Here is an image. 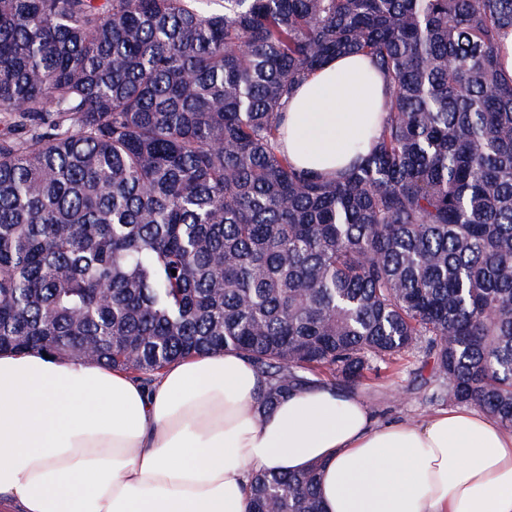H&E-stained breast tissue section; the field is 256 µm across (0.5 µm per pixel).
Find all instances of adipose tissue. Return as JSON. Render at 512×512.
<instances>
[{"label": "adipose tissue", "instance_id": "ef3b65f1", "mask_svg": "<svg viewBox=\"0 0 512 512\" xmlns=\"http://www.w3.org/2000/svg\"><path fill=\"white\" fill-rule=\"evenodd\" d=\"M388 116L384 81L344 54L302 84L282 140L294 165L341 177ZM232 351L171 363L151 386L110 367L0 353V508L248 512L259 471L320 464L323 512H512V432L465 407L379 423L327 385L261 406Z\"/></svg>", "mask_w": 512, "mask_h": 512}]
</instances>
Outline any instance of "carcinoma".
I'll use <instances>...</instances> for the list:
<instances>
[{
    "mask_svg": "<svg viewBox=\"0 0 512 512\" xmlns=\"http://www.w3.org/2000/svg\"><path fill=\"white\" fill-rule=\"evenodd\" d=\"M348 53L389 115L326 180L279 139ZM510 58L512 0H0V351L148 386L231 350L267 407L416 351L511 429ZM318 481L257 474L249 512H321Z\"/></svg>",
    "mask_w": 512,
    "mask_h": 512,
    "instance_id": "cac0c4a2",
    "label": "carcinoma"
}]
</instances>
